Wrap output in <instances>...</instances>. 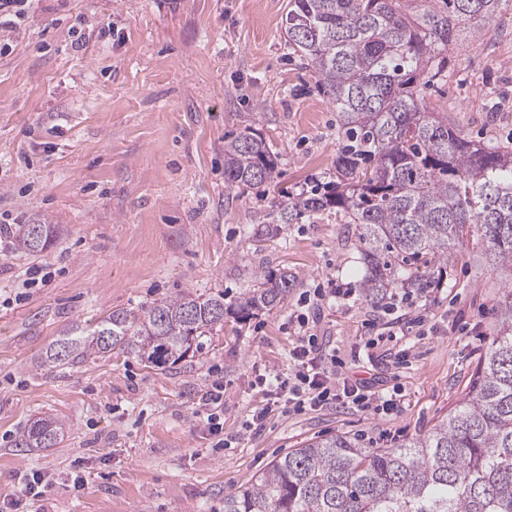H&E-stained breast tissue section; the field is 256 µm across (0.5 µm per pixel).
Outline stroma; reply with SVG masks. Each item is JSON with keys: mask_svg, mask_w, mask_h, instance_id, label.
Returning a JSON list of instances; mask_svg holds the SVG:
<instances>
[{"mask_svg": "<svg viewBox=\"0 0 512 512\" xmlns=\"http://www.w3.org/2000/svg\"><path fill=\"white\" fill-rule=\"evenodd\" d=\"M288 0H32L0 31V224L38 217L53 246L30 255L0 244V501L40 471L49 489L25 512H222L278 456L325 435L390 448L428 432L460 405L497 324L506 272L461 250L427 309L409 367L379 349L358 375L400 386V412L342 408L270 413L260 375L287 374L299 335L289 318L328 278L358 287V225L324 212L266 224L274 202L328 180L342 142L317 78L289 50ZM111 25L112 35L98 31ZM469 138L512 146V2L485 36L462 35L444 80L422 88ZM253 129L278 156L273 181L244 195L224 187V139ZM32 265L51 271L24 288ZM298 278L277 309L225 318L197 351L159 369L122 353L78 366L41 363L76 324L180 292L241 296L258 268ZM372 311L366 300L309 310L313 333L350 356ZM223 390L224 435L212 451L196 415L212 384ZM39 416L66 426L51 448L14 441ZM86 485L74 492V476Z\"/></svg>", "mask_w": 512, "mask_h": 512, "instance_id": "stroma-1", "label": "stroma"}]
</instances>
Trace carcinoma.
Wrapping results in <instances>:
<instances>
[{
  "label": "carcinoma",
  "mask_w": 512,
  "mask_h": 512,
  "mask_svg": "<svg viewBox=\"0 0 512 512\" xmlns=\"http://www.w3.org/2000/svg\"><path fill=\"white\" fill-rule=\"evenodd\" d=\"M505 0H289L286 43L336 105L345 143L336 178L273 205V222L300 224L335 210L361 226L376 303L395 290L438 288L464 245L512 270V149L480 144L429 112L418 88L444 77L461 32L477 37ZM277 156L250 131L224 138V186L241 193L273 179ZM56 228L20 226L16 249L41 253ZM238 301L179 293L137 312L114 311L46 350L48 366L118 351L160 367L234 315L278 307L297 277L258 269ZM497 333L472 388L448 417L395 448L322 437L280 456L250 484L224 492V512H512V280ZM63 424L34 420L20 448H50Z\"/></svg>",
  "instance_id": "obj_1"
}]
</instances>
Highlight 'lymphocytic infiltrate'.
Here are the masks:
<instances>
[{
  "instance_id": "lymphocytic-infiltrate-1",
  "label": "lymphocytic infiltrate",
  "mask_w": 512,
  "mask_h": 512,
  "mask_svg": "<svg viewBox=\"0 0 512 512\" xmlns=\"http://www.w3.org/2000/svg\"><path fill=\"white\" fill-rule=\"evenodd\" d=\"M409 300L407 293L395 292L383 306L384 312L392 317L387 334L389 338L401 341V353L405 356L411 351L414 329L425 321L424 315H409ZM294 321L301 336L298 344L288 352V373L263 377L267 405L253 413L247 425L249 431L262 429L270 407L278 405L296 414L325 406L381 417L397 413L401 399L398 387L357 377L351 364L336 350L325 346L316 334L309 332L306 314L295 315Z\"/></svg>"
}]
</instances>
